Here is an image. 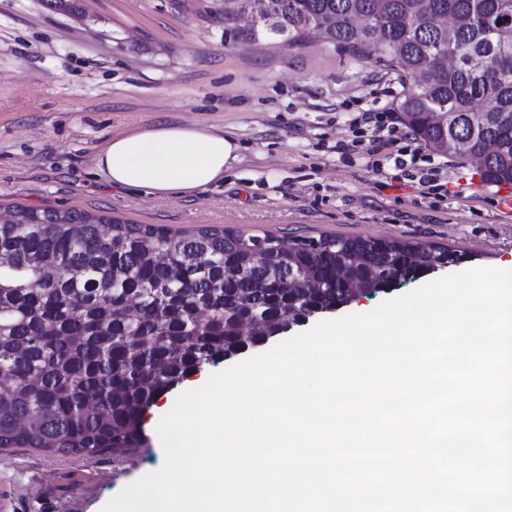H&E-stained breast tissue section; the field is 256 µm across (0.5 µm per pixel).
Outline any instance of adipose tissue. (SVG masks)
I'll list each match as a JSON object with an SVG mask.
<instances>
[{
	"instance_id": "1",
	"label": "adipose tissue",
	"mask_w": 512,
	"mask_h": 512,
	"mask_svg": "<svg viewBox=\"0 0 512 512\" xmlns=\"http://www.w3.org/2000/svg\"><path fill=\"white\" fill-rule=\"evenodd\" d=\"M238 150L234 137L213 127L162 123L112 137L94 166L111 186L182 196L222 182Z\"/></svg>"
}]
</instances>
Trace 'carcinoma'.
Listing matches in <instances>:
<instances>
[{
	"mask_svg": "<svg viewBox=\"0 0 512 512\" xmlns=\"http://www.w3.org/2000/svg\"><path fill=\"white\" fill-rule=\"evenodd\" d=\"M505 0H224L298 45L311 30L360 58L373 47L411 81L400 120L435 153L459 141L491 184H512V24ZM440 120H433V115ZM0 223V448L122 454L145 412L190 374L347 307L343 279L373 269L372 292L441 271L445 247L383 238L303 237L202 227L176 235L106 215L12 207ZM270 266L246 276L256 254ZM302 287L281 286L287 274Z\"/></svg>",
	"mask_w": 512,
	"mask_h": 512,
	"instance_id": "obj_1",
	"label": "carcinoma"
}]
</instances>
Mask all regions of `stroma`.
I'll use <instances>...</instances> for the list:
<instances>
[{
  "mask_svg": "<svg viewBox=\"0 0 512 512\" xmlns=\"http://www.w3.org/2000/svg\"><path fill=\"white\" fill-rule=\"evenodd\" d=\"M224 0H0V205L79 208L176 234L208 225L283 243L322 235L396 237L462 254L461 269L512 264V215L474 163L436 159L444 188L426 196L393 165L374 172L362 112L396 115L410 85L378 56L354 57L309 33L296 46ZM203 123L240 145L224 181L192 196L119 189L93 171L113 136L158 123ZM204 367L178 392L201 387ZM178 392L145 414V437L111 451L0 450V512H100L158 470L157 434Z\"/></svg>",
  "mask_w": 512,
  "mask_h": 512,
  "instance_id": "1",
  "label": "stroma"
}]
</instances>
